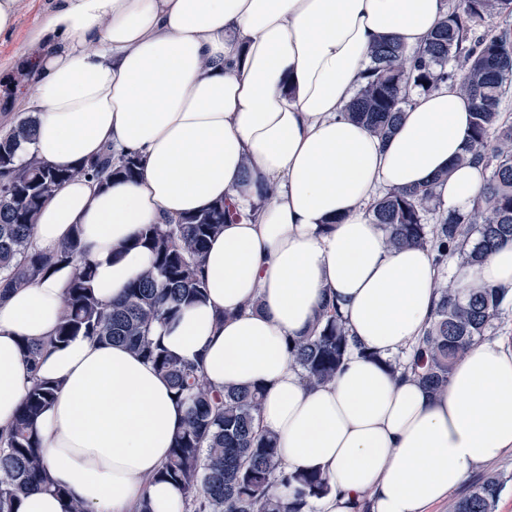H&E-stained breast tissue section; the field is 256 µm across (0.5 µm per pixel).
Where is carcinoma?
Wrapping results in <instances>:
<instances>
[{"label":"carcinoma","mask_w":512,"mask_h":512,"mask_svg":"<svg viewBox=\"0 0 512 512\" xmlns=\"http://www.w3.org/2000/svg\"><path fill=\"white\" fill-rule=\"evenodd\" d=\"M512 17V0H453L427 45L406 49L392 38L371 48L370 65L347 108L381 138L390 136L409 93L455 83L471 103L468 155L462 161L481 165L484 187L473 207L446 212L430 188H393L372 208L390 249L422 246L435 254L440 278L437 300L424 335L408 353L406 368L431 392L448 387L455 364L486 335L502 313L504 293L474 284L460 297L455 278L445 275L448 257L475 265L486 253L512 243V118L501 112L512 91V26L477 34L486 19ZM36 135V118L22 116L0 134V298L29 287L61 264L72 267L63 312L51 342L78 334L121 343L149 362L185 403L182 426L175 432L167 462L154 481L185 494V512H314V502L330 492L317 472H287L281 466L275 435L259 426L262 390L208 384L200 361L171 353L154 336L159 324L180 319L183 309L205 298L203 266L207 244L237 212L220 201L176 222L148 224L134 245L148 249L151 266L129 284L124 296L106 305L93 288L94 269L79 234L54 252L33 250L30 237L44 202L68 180L86 176L104 184L114 178L134 180L143 170L135 155L107 148L80 169L63 170L19 152ZM434 223H428V219ZM23 356L36 371L43 344L25 340ZM351 350L336 303L327 299L312 330L289 340L288 357L307 382H331ZM60 382L38 379L12 425L0 431V512H18L21 497L53 490L64 512H90L71 488L55 481L44 460L36 422L54 399ZM504 482L487 472L455 501L453 512H496Z\"/></svg>","instance_id":"carcinoma-1"}]
</instances>
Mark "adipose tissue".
Instances as JSON below:
<instances>
[{"label": "adipose tissue", "instance_id": "1", "mask_svg": "<svg viewBox=\"0 0 512 512\" xmlns=\"http://www.w3.org/2000/svg\"><path fill=\"white\" fill-rule=\"evenodd\" d=\"M448 0H54L33 43L24 111L38 118L26 154L76 168L111 145L141 155L142 175L102 186L75 178L43 206L31 245L52 251L80 230L103 303L150 264L141 229L218 200L243 218L208 245L207 295L165 347L201 360L216 390L264 389L260 424L288 471H319L320 512H425L471 470L512 450V346L475 343L443 395L391 372L426 329L438 276L424 249L389 250L368 207L381 189L435 182L445 210L480 195L461 163L469 102L447 83L417 93L388 139L344 117L370 58L390 37L423 48ZM59 266L0 300V429L34 377L60 381L38 429L53 477L92 512H184L153 477L186 415L154 367L125 346L77 335L53 342L70 277ZM512 299V245L459 271ZM336 298L355 347L335 380L308 386L287 353ZM260 299L261 311L247 307ZM45 348L37 371L22 340Z\"/></svg>", "mask_w": 512, "mask_h": 512}]
</instances>
